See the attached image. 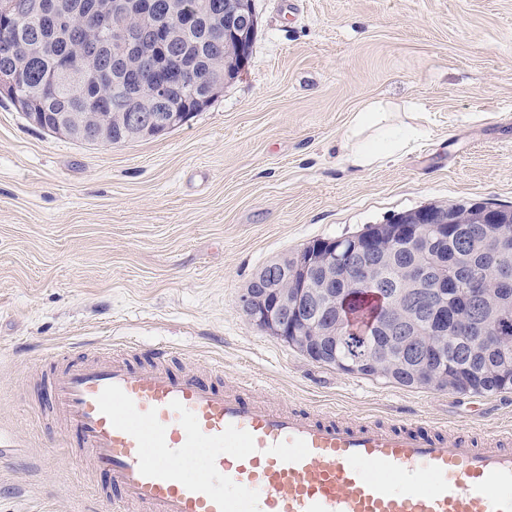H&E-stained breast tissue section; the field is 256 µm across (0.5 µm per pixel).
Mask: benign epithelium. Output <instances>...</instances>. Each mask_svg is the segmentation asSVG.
Returning a JSON list of instances; mask_svg holds the SVG:
<instances>
[{
    "label": "benign epithelium",
    "instance_id": "7a95c632",
    "mask_svg": "<svg viewBox=\"0 0 512 512\" xmlns=\"http://www.w3.org/2000/svg\"><path fill=\"white\" fill-rule=\"evenodd\" d=\"M138 0H95L89 18L112 27V61L125 84L124 105L111 112L102 108L84 112H63L56 128L73 139L96 143L110 137L112 127L122 129L128 138L149 133H164L179 122L175 113L158 111L171 97V86L155 79L161 58L167 50L184 38L190 24L185 18L192 9L188 5L173 10L160 20L148 15L152 9L138 10ZM42 0H0V19L19 11L40 13ZM224 14V33L234 37L235 52L244 58L245 38L256 28L252 0H224L218 7ZM102 44L94 43L84 52V71L96 73ZM203 87L202 98H211L224 87V77L207 75L202 81H184L181 87ZM478 228L474 239L491 241L500 238L497 225L504 216L484 211L473 216ZM464 218L440 213L421 212L410 221L407 215L394 217L371 235L327 240L320 247L291 259L266 265L256 273L240 295L239 308L253 323L272 335L298 345L309 359L339 367L342 372L385 375L393 378L404 372L417 382L429 386L451 381L442 369L434 367L436 347L426 337L448 333V288L457 281L448 279V260L436 263L419 261V256L433 249L436 242L448 239L451 224ZM409 249L412 262L400 268L397 287L390 296V314L375 319L371 328L391 337L385 349L390 362L373 354L352 353L340 356L341 343L364 339L363 334L342 333L345 320L336 301V288H372L382 285L400 248ZM456 333L476 336L485 345L495 346L500 339L499 321L495 313L482 309L474 320L453 318Z\"/></svg>",
    "mask_w": 512,
    "mask_h": 512
}]
</instances>
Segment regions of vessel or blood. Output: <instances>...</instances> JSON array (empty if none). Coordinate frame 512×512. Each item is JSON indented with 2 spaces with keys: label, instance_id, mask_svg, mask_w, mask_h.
Wrapping results in <instances>:
<instances>
[{
  "label": "vessel or blood",
  "instance_id": "obj_1",
  "mask_svg": "<svg viewBox=\"0 0 512 512\" xmlns=\"http://www.w3.org/2000/svg\"><path fill=\"white\" fill-rule=\"evenodd\" d=\"M76 457L138 512H512V428L477 437L425 420L276 409L174 370L157 350L82 356L45 376ZM208 451L196 476L183 466Z\"/></svg>",
  "mask_w": 512,
  "mask_h": 512
}]
</instances>
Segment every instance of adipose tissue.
Masks as SVG:
<instances>
[{
    "instance_id": "ef3b65f1",
    "label": "adipose tissue",
    "mask_w": 512,
    "mask_h": 512,
    "mask_svg": "<svg viewBox=\"0 0 512 512\" xmlns=\"http://www.w3.org/2000/svg\"><path fill=\"white\" fill-rule=\"evenodd\" d=\"M417 134V127L404 123L391 103H370L352 113L347 123L342 160L353 168L373 167L405 151Z\"/></svg>"
}]
</instances>
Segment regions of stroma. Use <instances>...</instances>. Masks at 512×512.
I'll list each match as a JSON object with an SVG mask.
<instances>
[{
    "label": "stroma",
    "instance_id": "stroma-1",
    "mask_svg": "<svg viewBox=\"0 0 512 512\" xmlns=\"http://www.w3.org/2000/svg\"><path fill=\"white\" fill-rule=\"evenodd\" d=\"M252 54L156 139L102 147L0 102V512H123L28 378L41 358L172 349L275 403L353 417L512 425V391L405 388L313 362L239 297L315 239L431 203L512 205V0H254ZM389 101L423 135L378 167L337 157L352 112Z\"/></svg>",
    "mask_w": 512,
    "mask_h": 512
}]
</instances>
